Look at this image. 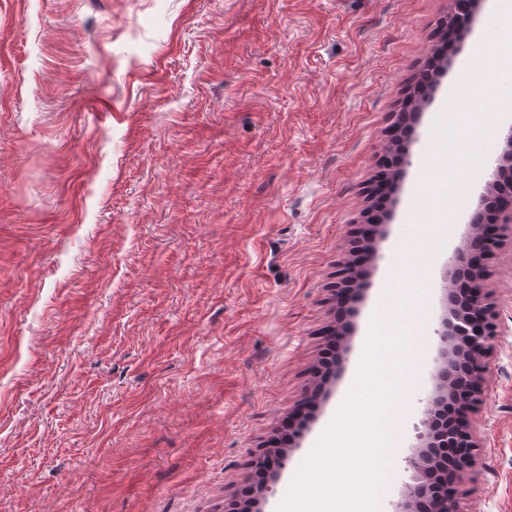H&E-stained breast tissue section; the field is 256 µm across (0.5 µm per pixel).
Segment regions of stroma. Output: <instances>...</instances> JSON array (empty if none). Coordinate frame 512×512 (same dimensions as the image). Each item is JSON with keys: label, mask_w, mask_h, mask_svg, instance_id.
Segmentation results:
<instances>
[{"label": "stroma", "mask_w": 512, "mask_h": 512, "mask_svg": "<svg viewBox=\"0 0 512 512\" xmlns=\"http://www.w3.org/2000/svg\"><path fill=\"white\" fill-rule=\"evenodd\" d=\"M452 0H0V512H233L252 462L317 410L260 504L278 512L352 388L377 312L422 334L378 512H395L436 386L448 256L504 148L448 98L512 0L448 55L348 316L332 290L395 115ZM460 196L448 198V180ZM424 284L414 300L400 281ZM459 512H512V240Z\"/></svg>", "instance_id": "1"}]
</instances>
